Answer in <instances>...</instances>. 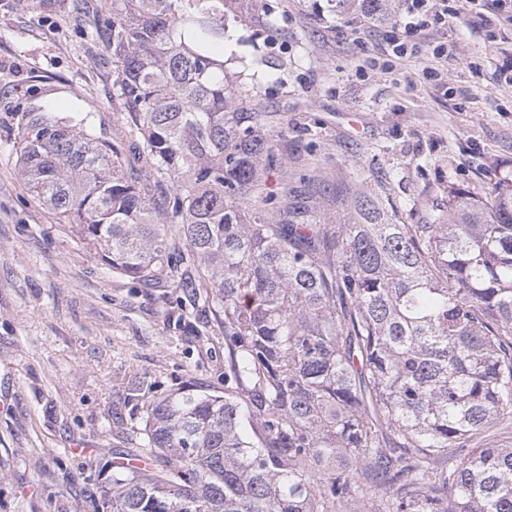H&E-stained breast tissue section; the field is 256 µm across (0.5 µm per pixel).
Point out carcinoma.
<instances>
[{"instance_id":"obj_1","label":"carcinoma","mask_w":512,"mask_h":512,"mask_svg":"<svg viewBox=\"0 0 512 512\" xmlns=\"http://www.w3.org/2000/svg\"><path fill=\"white\" fill-rule=\"evenodd\" d=\"M390 14L392 0L348 2ZM246 0H112L93 36L145 165L21 103L20 174L112 269L184 284L211 271L224 309V395L145 405L153 467L115 462L101 512H512V185L448 192L405 224L352 194L335 224L304 201L271 215L263 113L214 54ZM189 247L176 252L169 225Z\"/></svg>"}]
</instances>
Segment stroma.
I'll return each mask as SVG.
<instances>
[{
    "instance_id": "35a3bbf8",
    "label": "stroma",
    "mask_w": 512,
    "mask_h": 512,
    "mask_svg": "<svg viewBox=\"0 0 512 512\" xmlns=\"http://www.w3.org/2000/svg\"><path fill=\"white\" fill-rule=\"evenodd\" d=\"M74 0H0V512H99L119 450L142 444L144 394L185 386L224 392V313L204 269L195 293L112 271L75 225L19 175V98L57 115L90 112L98 135L133 143L116 72L102 60ZM393 53L395 20L333 13L330 0H250L228 17L249 65L283 184L305 187L331 220L344 199L377 193L403 222L426 224L448 192L512 183V20H480L466 0ZM456 45L447 71L434 52ZM391 174L387 187L373 171Z\"/></svg>"
}]
</instances>
